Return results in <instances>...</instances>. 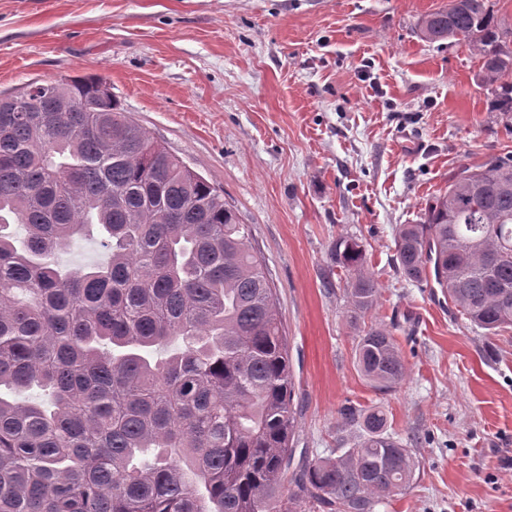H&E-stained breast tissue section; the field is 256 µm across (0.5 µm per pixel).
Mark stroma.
Segmentation results:
<instances>
[{
    "instance_id": "obj_1",
    "label": "stroma",
    "mask_w": 512,
    "mask_h": 512,
    "mask_svg": "<svg viewBox=\"0 0 512 512\" xmlns=\"http://www.w3.org/2000/svg\"><path fill=\"white\" fill-rule=\"evenodd\" d=\"M448 0H0V92L102 76L116 104L224 193L263 256L293 369L295 461L352 447L342 407L382 408L417 463L377 512H512V328L460 317L395 267L449 176L512 153L481 61L419 24ZM353 237L380 285L372 320L406 365L384 391L355 363Z\"/></svg>"
}]
</instances>
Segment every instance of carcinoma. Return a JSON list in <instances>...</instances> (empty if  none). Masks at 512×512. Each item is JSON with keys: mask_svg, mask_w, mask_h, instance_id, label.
I'll return each instance as SVG.
<instances>
[{"mask_svg": "<svg viewBox=\"0 0 512 512\" xmlns=\"http://www.w3.org/2000/svg\"><path fill=\"white\" fill-rule=\"evenodd\" d=\"M420 31L467 43L485 83L512 90V29L488 0H448ZM94 231L107 262L51 260ZM250 238L102 79L0 95V388L36 385L50 403L0 395V512H374L410 487L415 464L380 410L342 408L364 430L354 447L292 469L288 336ZM334 256L356 324L379 283L357 240ZM395 260L471 324L512 328V153L451 175L397 229ZM355 361L383 388L405 375L382 325L360 329Z\"/></svg>", "mask_w": 512, "mask_h": 512, "instance_id": "1", "label": "carcinoma"}]
</instances>
